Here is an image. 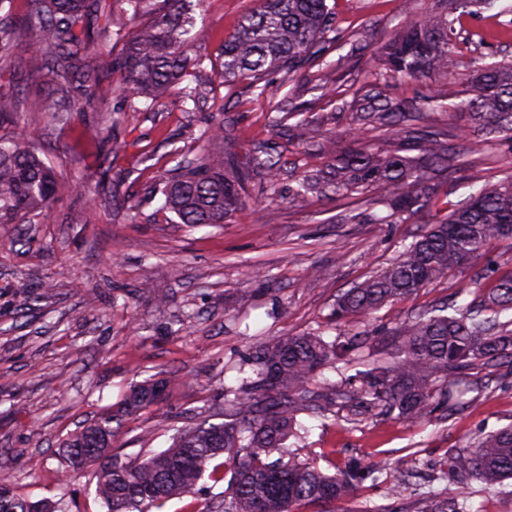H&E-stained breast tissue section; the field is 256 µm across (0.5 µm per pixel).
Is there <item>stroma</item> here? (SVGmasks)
Instances as JSON below:
<instances>
[{
  "label": "stroma",
  "mask_w": 512,
  "mask_h": 512,
  "mask_svg": "<svg viewBox=\"0 0 512 512\" xmlns=\"http://www.w3.org/2000/svg\"><path fill=\"white\" fill-rule=\"evenodd\" d=\"M337 34L355 36L360 51L342 61L334 99H316L311 72L301 69L270 82L287 81L295 103L308 102L326 129L349 121L355 92L375 85L391 102L412 99L424 84L386 78L377 52L395 30L415 22L437 0H327ZM258 0H205L196 13L195 54L206 57L201 79L211 89L209 108L224 106L228 135L209 151L244 157L249 142L275 143L290 167L328 163L327 154L287 140L271 123L267 100L245 82L228 96L220 74L224 41ZM456 55L468 65L475 52L512 56V17L463 14L455 25ZM112 122L122 147L101 160L98 113L74 114L70 125H52L38 112L0 123V138H34L63 188L48 209L27 224H0V456L14 492L33 500L63 501L70 512H106L96 495L93 467L68 468L59 444L113 405L131 386L166 379L162 401L126 417L112 443L121 460L168 448L197 413H221L225 387L240 385L253 348L283 334L336 335L334 300L344 290L391 267L403 245L425 230L420 220L401 224H340L348 199L313 198L288 203L285 186H253L247 204L227 224L190 226L157 211L144 196L171 167V142L194 145L207 111L188 116L177 95L152 112L130 111L119 94L110 98ZM512 174V144L493 141L452 162L438 197L457 201ZM142 200L131 211L113 194ZM323 272L320 286L305 285L309 266ZM512 272V238L494 242L486 255L411 296L393 301L353 331L393 327L443 300L469 302L473 283L490 288ZM263 269L265 278L253 275ZM52 283L49 300L38 297ZM464 383L465 406L452 416L432 413L409 425L393 418L358 421L312 413L299 415L288 441L296 460L333 474L348 459L380 465L377 481H364L331 512H440L448 493L441 472L448 451L480 433L512 424V371L477 366ZM400 486L399 498L390 489ZM473 512H512V480L486 492L480 480L458 489Z\"/></svg>",
  "instance_id": "35a3bbf8"
}]
</instances>
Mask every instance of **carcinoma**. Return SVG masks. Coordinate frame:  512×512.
<instances>
[{
	"label": "carcinoma",
	"mask_w": 512,
	"mask_h": 512,
	"mask_svg": "<svg viewBox=\"0 0 512 512\" xmlns=\"http://www.w3.org/2000/svg\"><path fill=\"white\" fill-rule=\"evenodd\" d=\"M123 15L136 21L121 52L106 64L102 76L90 78L85 68L100 47L112 40L109 0H28L24 16L14 13V0H0V68L12 61L23 43L29 54L20 66L21 80L39 77L50 86L48 96L26 99L0 92V118L19 112H43L58 124L92 108L102 93L101 82L118 79L129 101L142 100L151 109L165 93L204 62L192 54L194 7L205 0H122ZM427 12L397 31L381 52L387 77L422 82L431 75L447 79L458 90L421 91L409 104L382 101L367 91L356 100L353 125L340 132L347 149H335L331 133L323 138L312 121L285 112L279 122L295 123L284 130L302 145L319 144L330 157L324 170L305 171L288 186V200L331 193L350 197L368 187L381 188L387 215L381 223H403L428 216L436 182L447 178L448 158L474 149L471 128L512 141V59L487 63L471 60L459 70L454 51L452 15L456 0ZM335 19L327 0H260L259 7L224 42L220 67L224 84L250 80L257 96L265 95L274 72H291L319 64L336 46ZM206 96L200 85L180 91L184 111ZM448 108L462 124L449 136L422 124L426 112ZM176 164L159 178L150 194L160 197L159 210L175 214L182 224H226L248 199L250 176L274 186L287 161L274 145L253 149L246 162L231 155L172 149ZM58 191L52 167L32 143L0 139V224H16L26 215L45 211ZM404 247L391 269L371 276L336 298L333 316L342 324L369 316L386 304L406 298L448 271L484 254L491 243L506 237L512 225V175L485 185ZM382 336L384 358L363 365L340 382L319 380L324 369L347 354L368 347ZM512 367V273L482 290L472 305L448 313L442 305L415 314L401 325L377 332L339 331L336 339L322 335L275 336L249 357L251 376L239 388L224 389V421L206 416L181 430L170 447L134 462L112 455L113 424L149 405L144 384L125 401L65 439L59 454L69 464L97 463L96 494L107 512H150L170 500L195 493L206 478L228 481L224 512H294L302 505L321 506L343 499L356 483L375 480L369 466H350L330 475L306 463L285 459L288 439L295 435L297 415L352 406L378 409L405 423H418L453 393L437 390L441 377L475 363ZM279 454L272 461L270 456ZM227 456L230 473L212 465ZM448 488L475 477L493 487L512 478V426L482 434L448 458ZM31 500L17 495L7 477L0 478V512H31Z\"/></svg>",
	"instance_id": "carcinoma-1"
}]
</instances>
